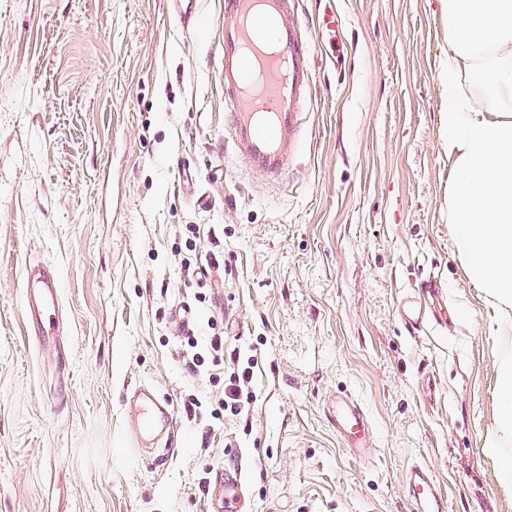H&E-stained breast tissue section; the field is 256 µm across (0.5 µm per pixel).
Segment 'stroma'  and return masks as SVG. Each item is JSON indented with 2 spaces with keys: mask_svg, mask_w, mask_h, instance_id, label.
Returning a JSON list of instances; mask_svg holds the SVG:
<instances>
[{
  "mask_svg": "<svg viewBox=\"0 0 512 512\" xmlns=\"http://www.w3.org/2000/svg\"><path fill=\"white\" fill-rule=\"evenodd\" d=\"M301 8L314 87L272 187L224 154V0H198L193 33L168 0H0V512H209L236 467L241 512H412L417 465L445 512H512L484 448L499 328L448 222L442 0ZM44 264L63 325L42 347L25 295ZM430 275L413 332L400 303ZM191 336L224 350L191 369ZM239 357L255 398L214 419ZM143 384L173 408L156 465L127 447ZM341 390L368 459L327 420ZM329 421L336 435L343 439L348 448L360 459L372 453L373 443L366 413L358 401L345 392L337 393L328 408Z\"/></svg>",
  "mask_w": 512,
  "mask_h": 512,
  "instance_id": "1",
  "label": "stroma"
}]
</instances>
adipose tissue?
Instances as JSON below:
<instances>
[{"label": "adipose tissue", "instance_id": "1", "mask_svg": "<svg viewBox=\"0 0 512 512\" xmlns=\"http://www.w3.org/2000/svg\"><path fill=\"white\" fill-rule=\"evenodd\" d=\"M448 15V218L468 277L512 331V0H443ZM497 424L487 440L512 482V344L498 354Z\"/></svg>", "mask_w": 512, "mask_h": 512}]
</instances>
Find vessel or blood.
I'll return each mask as SVG.
<instances>
[{"label": "vessel or blood", "mask_w": 512, "mask_h": 512, "mask_svg": "<svg viewBox=\"0 0 512 512\" xmlns=\"http://www.w3.org/2000/svg\"><path fill=\"white\" fill-rule=\"evenodd\" d=\"M198 0H170L172 11L195 30ZM300 0H224V137L246 171L282 181L301 144L304 106L311 93L313 44L300 17ZM59 279L53 268H38L31 279L27 317L39 336L58 330ZM329 421L355 456L371 455L373 443L366 413L350 394L330 402ZM170 421L168 402L143 387L129 403L127 430L135 447L147 449L155 433ZM408 492L418 512H444V501L431 471L414 467ZM240 477L217 480L223 506L241 500Z\"/></svg>", "instance_id": "1"}]
</instances>
